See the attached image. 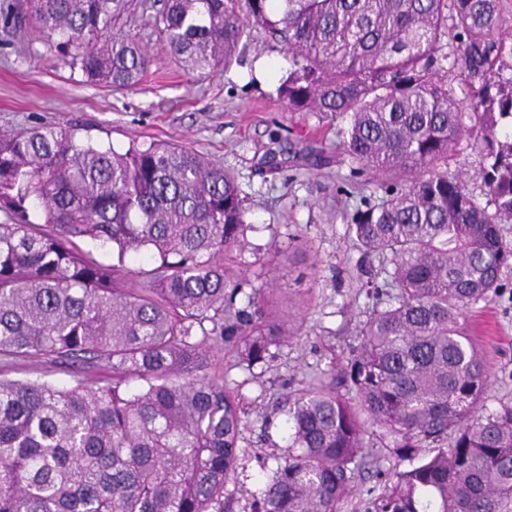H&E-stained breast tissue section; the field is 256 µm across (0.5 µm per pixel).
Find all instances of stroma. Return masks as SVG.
Instances as JSON below:
<instances>
[{"label": "stroma", "instance_id": "1", "mask_svg": "<svg viewBox=\"0 0 512 512\" xmlns=\"http://www.w3.org/2000/svg\"><path fill=\"white\" fill-rule=\"evenodd\" d=\"M156 58L133 89L86 82L25 28L0 26V132L45 124L69 126L81 140L127 149L131 142L184 144L231 171L250 205L249 249L239 261L253 285L273 282L296 338L267 366L246 371L229 356L213 367L243 397L244 426L237 474L227 485L235 512H248L262 489L263 471L288 452L286 398L324 379L359 342L367 299L361 290V252L346 218L368 190L350 177L338 153L344 119L323 112H291L273 90L291 57L260 30L237 63L208 76L188 73L159 53L150 27L127 28ZM484 158L461 144L448 173L482 196ZM496 295L470 308L467 320L486 354L491 384L487 409L512 403V265L503 268ZM12 380L75 385L78 374L47 359H25L0 369ZM355 480L342 512H374L395 460L381 447Z\"/></svg>", "mask_w": 512, "mask_h": 512}]
</instances>
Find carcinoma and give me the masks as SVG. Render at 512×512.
Here are the masks:
<instances>
[{"label": "carcinoma", "instance_id": "obj_1", "mask_svg": "<svg viewBox=\"0 0 512 512\" xmlns=\"http://www.w3.org/2000/svg\"><path fill=\"white\" fill-rule=\"evenodd\" d=\"M86 80L130 89L153 57L139 18L189 73L229 66L260 27L292 55L274 93L290 112L348 119L341 154L382 191L348 232L380 264L340 377L289 403L291 445L250 512H341L373 437L397 463L376 512H512V404L483 412L490 375L466 311L512 264V0H21ZM459 53L447 52L449 39ZM467 86L458 108L448 74ZM482 147L485 204L448 177ZM0 357L95 367L71 387L0 380V512H234L244 409L212 371H249L293 333L270 286L236 274L249 208L235 176L168 142L119 152L41 126L0 133ZM109 248L106 265L79 242ZM150 268L131 277L126 258ZM147 386L138 392L129 381ZM350 396H345L341 390Z\"/></svg>", "mask_w": 512, "mask_h": 512}]
</instances>
